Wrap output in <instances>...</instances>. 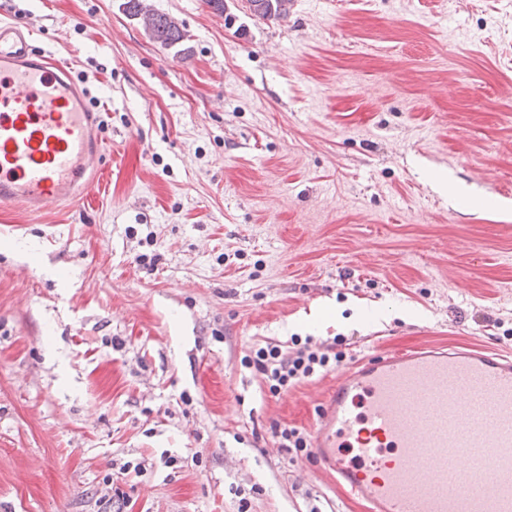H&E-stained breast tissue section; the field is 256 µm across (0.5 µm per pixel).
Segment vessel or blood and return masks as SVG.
Returning a JSON list of instances; mask_svg holds the SVG:
<instances>
[{"instance_id": "b4317fda", "label": "vessel or blood", "mask_w": 512, "mask_h": 512, "mask_svg": "<svg viewBox=\"0 0 512 512\" xmlns=\"http://www.w3.org/2000/svg\"><path fill=\"white\" fill-rule=\"evenodd\" d=\"M106 159L68 62L0 20V205L92 201ZM312 446L369 512H512V354L417 346L339 370Z\"/></svg>"}]
</instances>
